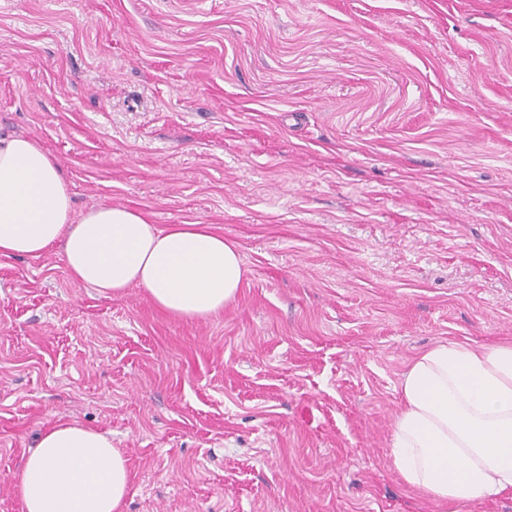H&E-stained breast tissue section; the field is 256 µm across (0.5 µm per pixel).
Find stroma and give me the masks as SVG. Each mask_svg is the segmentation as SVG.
<instances>
[{
  "instance_id": "35a3bbf8",
  "label": "stroma",
  "mask_w": 512,
  "mask_h": 512,
  "mask_svg": "<svg viewBox=\"0 0 512 512\" xmlns=\"http://www.w3.org/2000/svg\"><path fill=\"white\" fill-rule=\"evenodd\" d=\"M0 129L244 262L186 318L0 256V512L59 420L121 512H448L390 437L416 355L512 340V0H0Z\"/></svg>"
}]
</instances>
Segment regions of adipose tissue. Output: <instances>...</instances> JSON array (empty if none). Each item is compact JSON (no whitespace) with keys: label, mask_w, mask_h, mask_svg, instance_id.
Listing matches in <instances>:
<instances>
[{"label":"adipose tissue","mask_w":512,"mask_h":512,"mask_svg":"<svg viewBox=\"0 0 512 512\" xmlns=\"http://www.w3.org/2000/svg\"><path fill=\"white\" fill-rule=\"evenodd\" d=\"M59 247L70 275L103 295L144 288L171 314L205 317L234 301L235 244L199 224H150L120 206L75 214L54 159L33 139L0 133V255ZM391 464L409 487L449 507L512 492V343H440L400 384ZM130 488L106 435L60 421L42 431L17 483L25 512H119Z\"/></svg>","instance_id":"1"}]
</instances>
